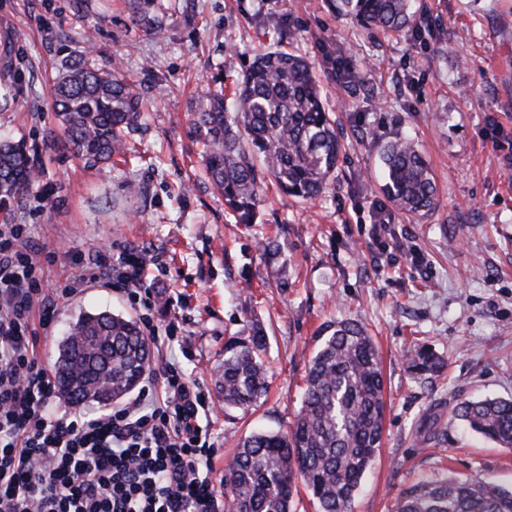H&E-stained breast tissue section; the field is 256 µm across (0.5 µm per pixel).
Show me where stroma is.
Segmentation results:
<instances>
[{
	"instance_id": "stroma-1",
	"label": "stroma",
	"mask_w": 512,
	"mask_h": 512,
	"mask_svg": "<svg viewBox=\"0 0 512 512\" xmlns=\"http://www.w3.org/2000/svg\"><path fill=\"white\" fill-rule=\"evenodd\" d=\"M419 2L441 37L369 35L336 0H155L160 39L132 22L125 0L80 13L73 0H0V48H9L0 69L15 77L0 138L34 148L38 174L10 205L11 221L30 225L58 288L76 274L75 255L95 246L147 253L154 321L179 323L192 349L183 366L209 394L215 475L241 436L289 428L320 327L348 317L376 342L387 400L383 447L352 512H394L404 489L440 474L512 486V450L452 416L467 399L512 398V0ZM279 44L313 64L345 153L319 199L267 187L247 226L205 177L190 113L204 91L232 93L254 55ZM69 55L111 65L143 93L125 161L103 171L46 142L56 68ZM403 135L422 146L436 206L393 214L377 236L376 210L388 204L379 147ZM261 238L274 242L271 254ZM414 249L426 267L412 264ZM102 310L140 316L123 292L100 286L60 299L38 344L45 365L80 313ZM256 321L268 333V393L228 410L212 368L225 340ZM414 343L434 348L446 369L414 373L404 359Z\"/></svg>"
}]
</instances>
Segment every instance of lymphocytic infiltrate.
<instances>
[{"label":"lymphocytic infiltrate","instance_id":"1","mask_svg":"<svg viewBox=\"0 0 512 512\" xmlns=\"http://www.w3.org/2000/svg\"><path fill=\"white\" fill-rule=\"evenodd\" d=\"M149 268L142 251H97L54 290L27 225L0 224V512H219L216 449L200 424L209 395L177 363L162 360L119 408L59 416L55 377L37 356L58 299L94 284L122 286L144 310L147 339L174 343L176 324L152 318Z\"/></svg>","mask_w":512,"mask_h":512}]
</instances>
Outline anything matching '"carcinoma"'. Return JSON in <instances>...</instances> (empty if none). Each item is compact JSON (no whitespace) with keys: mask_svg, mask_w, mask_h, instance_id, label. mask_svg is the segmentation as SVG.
I'll return each instance as SVG.
<instances>
[{"mask_svg":"<svg viewBox=\"0 0 512 512\" xmlns=\"http://www.w3.org/2000/svg\"><path fill=\"white\" fill-rule=\"evenodd\" d=\"M132 19L149 34L165 31L155 0H128ZM336 9L365 30L399 34L422 28L416 0H336ZM53 84V112L73 155L90 166L125 150L126 132L142 116L140 89L108 66L81 57L61 61ZM11 74L0 75V112L13 96ZM312 64L283 51L257 55L242 74L231 103L205 93L190 125L209 181L224 195L238 224H254L266 178L301 201L328 188L341 154L335 124L322 103ZM381 190L401 214L420 216L436 204L437 186L418 144L408 138L380 147ZM35 157L26 144L0 141V204L34 186ZM321 343L306 369L301 405L285 431H256L238 442L225 465L224 512H292L301 481L318 512H350L363 478L382 447L387 403L380 355L366 327L340 319L321 329ZM262 327L231 336L213 371L227 409L245 410L267 391ZM416 373L434 375L445 361L427 346L404 353ZM150 369V347L137 322L111 311L84 312L69 325L54 364L66 402L110 406L135 390ZM471 431L512 448V399L479 398L453 408ZM396 512H512V488L492 478L442 477L404 491Z\"/></svg>","mask_w":512,"mask_h":512,"instance_id":"obj_1","label":"carcinoma"}]
</instances>
